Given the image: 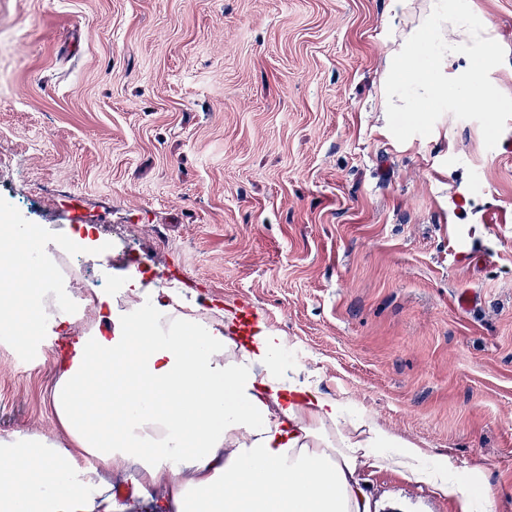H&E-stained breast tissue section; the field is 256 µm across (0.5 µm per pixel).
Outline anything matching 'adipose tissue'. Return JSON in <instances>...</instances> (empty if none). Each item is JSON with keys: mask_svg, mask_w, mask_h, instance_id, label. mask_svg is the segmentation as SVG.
Returning a JSON list of instances; mask_svg holds the SVG:
<instances>
[{"mask_svg": "<svg viewBox=\"0 0 512 512\" xmlns=\"http://www.w3.org/2000/svg\"><path fill=\"white\" fill-rule=\"evenodd\" d=\"M149 291L130 276L122 294L92 289L93 326L62 362L51 404L69 447L39 435L0 437V512H121L83 488L76 456L103 469L136 464L140 490L169 512H373L364 466L399 467L489 512L487 495L425 451L289 373L281 336L256 323L241 338L223 317L179 295L140 310ZM69 322L22 252H0V327L26 336L45 317Z\"/></svg>", "mask_w": 512, "mask_h": 512, "instance_id": "1", "label": "adipose tissue"}]
</instances>
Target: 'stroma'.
Masks as SVG:
<instances>
[{"instance_id": "1", "label": "stroma", "mask_w": 512, "mask_h": 512, "mask_svg": "<svg viewBox=\"0 0 512 512\" xmlns=\"http://www.w3.org/2000/svg\"><path fill=\"white\" fill-rule=\"evenodd\" d=\"M428 4L0 0V217L54 242L92 226L63 296L136 268L162 302L258 308L314 387L512 512V119L491 150L450 114L391 134L388 62ZM469 4L512 96V0ZM71 317L0 328V436L64 441L57 361L91 305ZM133 472H98L96 491L145 512L161 496ZM362 480L380 512H456L397 471Z\"/></svg>"}]
</instances>
